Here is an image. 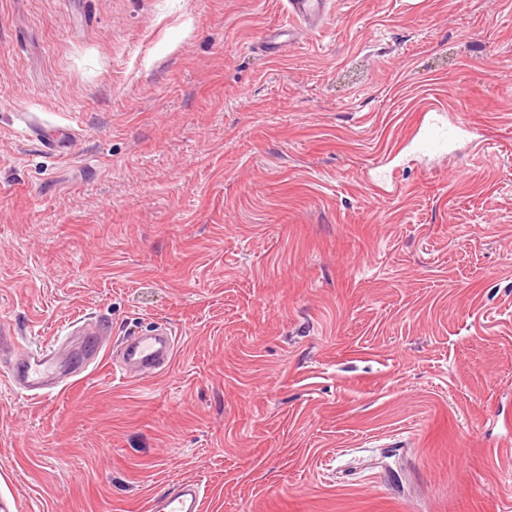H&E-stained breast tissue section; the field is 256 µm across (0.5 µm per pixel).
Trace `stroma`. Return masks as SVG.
Wrapping results in <instances>:
<instances>
[{
  "instance_id": "obj_1",
  "label": "stroma",
  "mask_w": 512,
  "mask_h": 512,
  "mask_svg": "<svg viewBox=\"0 0 512 512\" xmlns=\"http://www.w3.org/2000/svg\"><path fill=\"white\" fill-rule=\"evenodd\" d=\"M328 2L0 0V512H512V0ZM176 336H134L125 351L129 362L140 365L149 374L168 368L175 356ZM58 369L59 360L54 344L27 348L16 355L8 378L26 396L36 399L47 395L43 390L55 387L49 382ZM202 486L197 482L183 483L163 497L147 501V512H200L202 504Z\"/></svg>"
}]
</instances>
